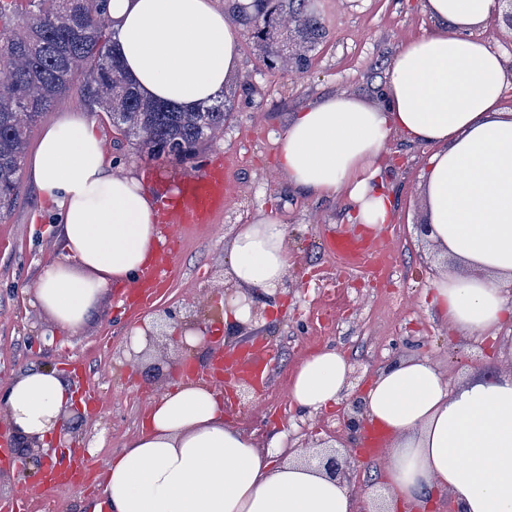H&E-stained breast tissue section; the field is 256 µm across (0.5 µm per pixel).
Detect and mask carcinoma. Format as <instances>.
I'll use <instances>...</instances> for the list:
<instances>
[{
    "label": "carcinoma",
    "instance_id": "carcinoma-1",
    "mask_svg": "<svg viewBox=\"0 0 512 512\" xmlns=\"http://www.w3.org/2000/svg\"><path fill=\"white\" fill-rule=\"evenodd\" d=\"M229 9L246 29H259L263 51L280 45L274 21L290 12L309 21L306 42L323 35L318 18L304 12L306 0H254L245 11ZM108 0H0V212L16 199L31 128L69 90L85 68L88 93L112 117L113 126L139 140L148 155L183 162L224 131L232 112L222 97L194 112L147 101L129 83L107 51Z\"/></svg>",
    "mask_w": 512,
    "mask_h": 512
}]
</instances>
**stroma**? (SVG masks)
Returning <instances> with one entry per match:
<instances>
[{"label":"stroma","instance_id":"stroma-1","mask_svg":"<svg viewBox=\"0 0 512 512\" xmlns=\"http://www.w3.org/2000/svg\"><path fill=\"white\" fill-rule=\"evenodd\" d=\"M309 13L324 27L323 37L309 53L303 73L267 67L263 52L248 35H241L239 67L227 87L232 112L224 132L196 156L179 163L152 158L113 128L106 113L96 111L82 79H75L67 94L33 127L29 147H36L43 131L69 112L93 122L105 138V148L116 170L143 179L151 190L172 189L186 174L202 172L215 157L235 161L231 198L221 218L204 234L181 242L177 256L181 279L164 289L153 306L131 320L121 319L117 288H110L98 310L79 330L58 326L35 304V286L43 267L60 251L59 220L29 172H22L17 200L0 215V389L22 372L54 369L69 380L72 390L95 383L100 402L87 406L85 420L67 430L73 448L90 452L97 463L88 482L76 486L43 487L31 512H88L100 494V478L112 456L122 451L142 426L152 399L169 389L183 360L204 368L211 346L186 352L176 340L173 325H162V338L140 365H131L130 330L144 323H159L165 311H184L198 305L210 327L224 325V269L236 229L260 215L285 224L292 258L290 285L275 294L273 303L261 304L262 316L249 343L272 345L277 356L271 386L253 392L249 403H233L229 420L261 442L285 432L291 448H309L331 440L340 431L338 409L313 414L297 412L288 387L299 363L324 347L342 352L353 366L349 391H365L375 373L395 359L409 355L429 357L452 381L479 372L493 376L512 371V322L493 337L461 338L449 334L446 322L431 305V285L440 269L434 252L422 237L420 175L431 153L429 147L391 139L386 182L395 208L388 236L396 262L391 280L369 287L365 275L334 274L330 299L335 330L319 331L306 306L322 283L316 272L329 266V236L344 230L368 235L351 223L339 194L301 192L282 173L274 139L283 133L297 112L318 98L344 91L356 97L378 99L385 87L388 65L409 39L430 33L433 22L423 0H309ZM155 168L156 178L145 176ZM162 371L154 381L143 372L152 366ZM69 459L19 469L15 462H0V499L10 498L25 485H41L47 470L69 467Z\"/></svg>","mask_w":512,"mask_h":512}]
</instances>
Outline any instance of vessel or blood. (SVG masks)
<instances>
[{
  "label": "vessel or blood",
  "mask_w": 512,
  "mask_h": 512,
  "mask_svg": "<svg viewBox=\"0 0 512 512\" xmlns=\"http://www.w3.org/2000/svg\"><path fill=\"white\" fill-rule=\"evenodd\" d=\"M229 162L219 157L211 161L202 174H187L178 180L174 191L158 198L162 243L157 247L139 278L124 290L131 313L150 307L168 287L177 272V254L182 232L188 226L203 227L222 214L230 197ZM330 250L345 269H360L384 277L388 274L385 242L380 238L339 236ZM269 364L265 346L244 347L235 352L217 354L212 364L216 381H242L261 388L266 384ZM386 435L382 428L368 425L360 451L375 458L384 451Z\"/></svg>",
  "instance_id": "b4317fda"
}]
</instances>
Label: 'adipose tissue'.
Segmentation results:
<instances>
[{
    "label": "adipose tissue",
    "instance_id": "adipose-tissue-1",
    "mask_svg": "<svg viewBox=\"0 0 512 512\" xmlns=\"http://www.w3.org/2000/svg\"><path fill=\"white\" fill-rule=\"evenodd\" d=\"M434 30L404 43L384 96L344 92L314 101L275 141L288 182L342 194L357 224L392 220L388 143L431 147L421 175L426 239L448 265L432 305L459 337L495 334L512 317V61L479 38L500 0H425ZM111 54L141 96L191 110L234 77L239 34L214 0H110ZM59 213L63 251L43 270L35 302L80 329L112 285L135 279L158 230L151 192L113 172L103 140L78 113L50 125L30 161ZM287 229L271 216L242 225L224 271L239 289L276 290L288 275ZM352 365L325 348L296 369L288 397L313 413L339 403ZM61 374L32 370L0 392L11 429L54 446L74 406ZM362 401L389 434L388 506L422 512L431 493L459 512H512V372L450 388L428 357L380 369ZM224 417V399L189 380L152 401L147 425L112 458L101 483L110 512H353L352 496L324 463L285 459Z\"/></svg>",
    "mask_w": 512,
    "mask_h": 512
}]
</instances>
